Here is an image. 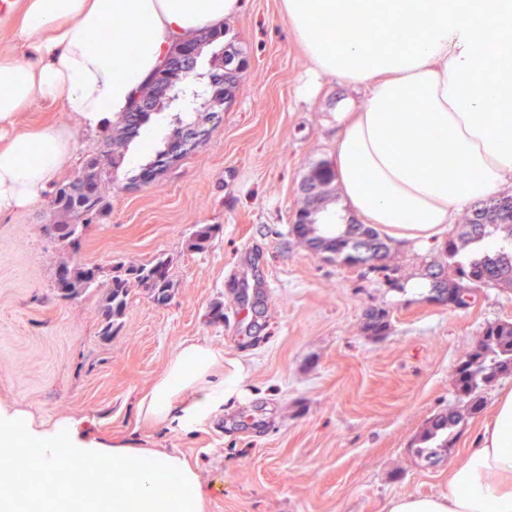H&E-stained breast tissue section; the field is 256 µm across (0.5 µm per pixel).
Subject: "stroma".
Here are the masks:
<instances>
[{
    "label": "stroma",
    "instance_id": "stroma-1",
    "mask_svg": "<svg viewBox=\"0 0 512 512\" xmlns=\"http://www.w3.org/2000/svg\"><path fill=\"white\" fill-rule=\"evenodd\" d=\"M224 29L249 61L233 98L215 119L193 104L207 135L157 183L132 178L173 137L169 114L115 149L102 184L110 213L72 257L99 267L104 285L117 263L168 255L173 300L160 306L132 288L119 328L101 336L98 295L63 300L54 291L61 252L43 230L51 192L0 215V400L48 425L78 421L90 441L182 456L200 476L206 512H383L396 496L446 493L499 390L512 387V374L500 376L468 413L454 367L486 324L512 323V289H484L467 310L409 294L411 280L442 262L436 243H396L397 288L310 253L290 232L300 184L335 162L337 99L359 106L364 94L311 77L281 0H243ZM19 126L69 130L63 181L102 147L101 132L58 104L34 103ZM197 224L222 227L202 252L188 246ZM266 280L273 288L255 295L251 324L237 325L235 285ZM217 305L220 323L209 315ZM370 309L387 313L388 335L367 331ZM187 341L241 361L243 397L187 435L138 422V396ZM453 410L463 415L456 441L425 461L416 440Z\"/></svg>",
    "mask_w": 512,
    "mask_h": 512
}]
</instances>
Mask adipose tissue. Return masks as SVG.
<instances>
[{
	"label": "adipose tissue",
	"mask_w": 512,
	"mask_h": 512,
	"mask_svg": "<svg viewBox=\"0 0 512 512\" xmlns=\"http://www.w3.org/2000/svg\"><path fill=\"white\" fill-rule=\"evenodd\" d=\"M241 0H25L22 52H0V214L37 201L68 163L70 133L20 130L36 101L61 105L107 131L129 111L170 46L220 23ZM314 77L362 89L336 104V180L346 210L398 241L438 239L467 205L512 187V0H282ZM374 40H366L365 30ZM108 30L112 39L95 42ZM244 368L184 344L138 401L143 421L189 433L224 412ZM0 447L32 448L45 475L61 463L79 476L41 498V512H204L199 478L180 457L122 442L82 440L74 424L46 428L0 405ZM385 512H512V390L454 466L447 493L399 496Z\"/></svg>",
	"instance_id": "ef3b65f1"
}]
</instances>
